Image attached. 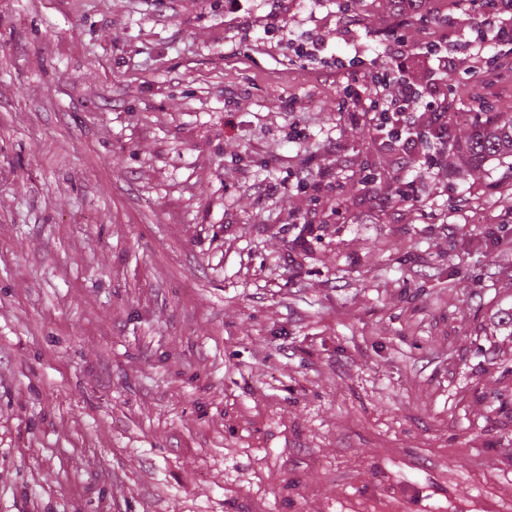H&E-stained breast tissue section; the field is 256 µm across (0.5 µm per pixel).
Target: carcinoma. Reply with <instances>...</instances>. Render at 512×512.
<instances>
[{
  "label": "carcinoma",
  "instance_id": "obj_1",
  "mask_svg": "<svg viewBox=\"0 0 512 512\" xmlns=\"http://www.w3.org/2000/svg\"><path fill=\"white\" fill-rule=\"evenodd\" d=\"M490 105L483 101L470 115V125L463 128L462 137L451 143L456 160L471 171L479 172L490 159L512 157V114L497 112L489 115Z\"/></svg>",
  "mask_w": 512,
  "mask_h": 512
}]
</instances>
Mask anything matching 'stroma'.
<instances>
[{"label": "stroma", "mask_w": 512, "mask_h": 512, "mask_svg": "<svg viewBox=\"0 0 512 512\" xmlns=\"http://www.w3.org/2000/svg\"><path fill=\"white\" fill-rule=\"evenodd\" d=\"M270 10L0 0V512H512V164L375 137L396 0Z\"/></svg>", "instance_id": "obj_1"}]
</instances>
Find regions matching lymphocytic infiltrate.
I'll return each instance as SVG.
<instances>
[{
  "instance_id": "f902f5d3",
  "label": "lymphocytic infiltrate",
  "mask_w": 512,
  "mask_h": 512,
  "mask_svg": "<svg viewBox=\"0 0 512 512\" xmlns=\"http://www.w3.org/2000/svg\"><path fill=\"white\" fill-rule=\"evenodd\" d=\"M422 6V0H404L403 19L395 24L382 44L388 65L373 78V130L383 140L397 144L404 155L413 150L415 143L418 115L410 109L414 100L424 102L438 138L447 135L444 118L448 102L436 96L435 87L437 81L447 78L455 62L437 43L410 48L404 34L405 19L418 15Z\"/></svg>"
}]
</instances>
